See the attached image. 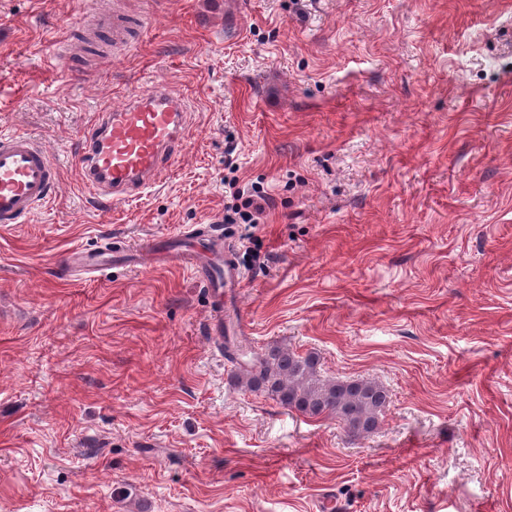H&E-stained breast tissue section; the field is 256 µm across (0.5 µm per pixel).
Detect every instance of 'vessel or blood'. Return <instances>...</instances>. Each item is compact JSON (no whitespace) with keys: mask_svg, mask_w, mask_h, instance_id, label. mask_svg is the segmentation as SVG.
<instances>
[{"mask_svg":"<svg viewBox=\"0 0 512 512\" xmlns=\"http://www.w3.org/2000/svg\"><path fill=\"white\" fill-rule=\"evenodd\" d=\"M188 106L176 89L159 85L140 91L119 108L99 112L81 136L77 159L82 180L104 206L153 187L177 163L188 132ZM59 183L58 166L46 147L25 134L0 135V226L25 222L48 204ZM192 232L164 240L142 238L126 246L142 263L191 264L216 298L210 331L224 336L225 292L242 285L221 234H207V252L194 249Z\"/></svg>","mask_w":512,"mask_h":512,"instance_id":"b4317fda","label":"vessel or blood"}]
</instances>
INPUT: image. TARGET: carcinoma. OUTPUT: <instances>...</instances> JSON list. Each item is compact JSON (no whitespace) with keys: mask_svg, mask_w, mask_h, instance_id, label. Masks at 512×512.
I'll return each instance as SVG.
<instances>
[{"mask_svg":"<svg viewBox=\"0 0 512 512\" xmlns=\"http://www.w3.org/2000/svg\"><path fill=\"white\" fill-rule=\"evenodd\" d=\"M316 353L300 354L285 345L255 353L239 368L237 384L261 392L284 408L309 417H334L353 439L375 433L389 404L386 387L373 378L325 379Z\"/></svg>","mask_w":512,"mask_h":512,"instance_id":"obj_1","label":"carcinoma"}]
</instances>
